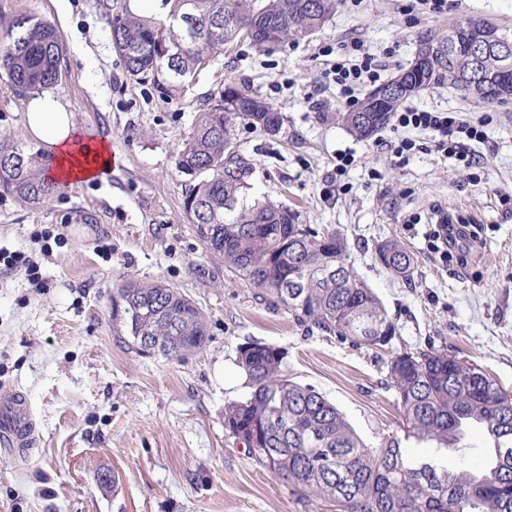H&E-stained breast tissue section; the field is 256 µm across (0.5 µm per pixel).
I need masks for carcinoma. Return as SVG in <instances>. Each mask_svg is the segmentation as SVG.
Returning <instances> with one entry per match:
<instances>
[{
    "label": "carcinoma",
    "instance_id": "1",
    "mask_svg": "<svg viewBox=\"0 0 512 512\" xmlns=\"http://www.w3.org/2000/svg\"><path fill=\"white\" fill-rule=\"evenodd\" d=\"M164 2L167 15L158 19L118 0L108 27L127 75L152 80L167 96L185 94L226 47L247 40L268 50L307 40L338 6V0ZM454 28L460 38L450 50L440 34L421 37L412 62L379 84L387 93L370 92L339 113L342 125L370 138L408 99L445 81L478 103L511 102L512 56L486 48V20L465 17ZM63 53L55 25L20 16L0 35V75L22 93L49 89ZM241 125L276 136L282 121L249 87L228 82L198 110L176 156L191 179L183 209L206 252L297 320L371 350L393 348L396 325L344 263L343 238L249 193L238 152H230ZM45 168L40 154L0 144L1 192L32 206L49 201L57 185ZM376 257L394 275L412 277L414 257L401 242H382ZM326 267L339 273L329 277ZM112 300L122 307L113 331L140 354L182 361L210 340L202 310L162 281L125 282ZM238 354L250 392L224 408V429L248 458L304 497L342 512H512V390L476 362L434 346L392 352L388 374L413 446L388 437L374 448L321 392L290 378L281 347L249 341Z\"/></svg>",
    "mask_w": 512,
    "mask_h": 512
}]
</instances>
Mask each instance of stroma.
I'll list each match as a JSON object with an SVG mask.
<instances>
[{
  "mask_svg": "<svg viewBox=\"0 0 512 512\" xmlns=\"http://www.w3.org/2000/svg\"><path fill=\"white\" fill-rule=\"evenodd\" d=\"M405 2L340 0L310 39L268 52L238 43L172 99L128 78L106 23L116 0H0V33L20 14L58 28L65 50L55 91L117 160L103 179L38 207L0 195V253L24 250L39 272L33 282L0 262V396L22 393L36 419L33 445L0 447V512H336L264 471L225 431V405L248 392L237 360L250 340L285 349L292 380L326 395L366 443L402 436L392 350L357 346L274 307L206 255L186 218L189 178L175 157L227 79L283 118L276 136L237 130L253 193L345 239L346 263L397 327L393 350L444 347L512 389V102L485 106L445 83L411 99L483 122L488 138L473 144L468 164L391 124L357 139L336 118L348 106L327 76L357 38L390 78L421 36L464 16L512 25V0H455L420 24L401 14ZM27 101L0 79V142L33 146ZM404 137L417 147L401 155L394 146ZM342 154L354 161L339 172ZM449 213L478 227L463 264L431 251L430 226ZM389 239L414 255L411 279L377 261ZM125 280H161L194 300L208 318L207 347L181 362L129 349L111 318L112 290ZM104 467L116 474L105 495L96 483Z\"/></svg>",
  "mask_w": 512,
  "mask_h": 512,
  "instance_id": "obj_1",
  "label": "stroma"
}]
</instances>
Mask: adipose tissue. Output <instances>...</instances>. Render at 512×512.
Instances as JSON below:
<instances>
[{"label": "adipose tissue", "mask_w": 512, "mask_h": 512, "mask_svg": "<svg viewBox=\"0 0 512 512\" xmlns=\"http://www.w3.org/2000/svg\"><path fill=\"white\" fill-rule=\"evenodd\" d=\"M27 127L35 141L52 155L53 179L71 183L94 180L112 165V154L104 143L90 144L56 94L34 95L25 112Z\"/></svg>", "instance_id": "obj_1"}]
</instances>
